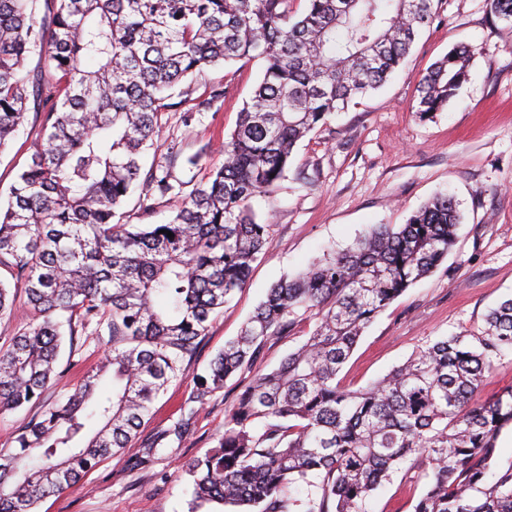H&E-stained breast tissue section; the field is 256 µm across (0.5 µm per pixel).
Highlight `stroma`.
<instances>
[{"label":"stroma","mask_w":512,"mask_h":512,"mask_svg":"<svg viewBox=\"0 0 512 512\" xmlns=\"http://www.w3.org/2000/svg\"><path fill=\"white\" fill-rule=\"evenodd\" d=\"M435 18L410 54L377 92L354 99L327 127L296 146L286 176L251 206L268 220L265 253L196 353L154 403L140 439L163 435L227 340L236 336L279 279L295 274L328 248L351 244L368 227L403 224L436 193L450 192L463 221L452 252L381 312L344 364L339 379L356 390L384 377L429 342L453 332L481 333L484 317L512 297V24L499 20L489 0H434ZM458 45L475 49L470 78L447 108L420 120L413 105L426 71ZM263 61L204 69L180 87L200 96L210 87L224 96L192 125L183 107L165 112L154 161L167 165L168 148L200 155L197 169L175 167L177 179L202 181L222 161L224 139L249 100ZM42 118L29 112L0 155V197H6L25 157L40 138ZM314 326L305 321L270 338L253 364L228 380L196 416L191 432L165 437L146 464L138 448L103 459L74 487L43 499L38 512H188L189 478L181 465L215 446L237 398L257 375L277 367ZM112 347L107 336H80L72 359H60L61 378L43 403L62 400L67 387ZM428 464L405 465L367 504L368 512H411Z\"/></svg>","instance_id":"35a3bbf8"}]
</instances>
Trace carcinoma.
<instances>
[{"label":"carcinoma","instance_id":"obj_1","mask_svg":"<svg viewBox=\"0 0 512 512\" xmlns=\"http://www.w3.org/2000/svg\"><path fill=\"white\" fill-rule=\"evenodd\" d=\"M37 2L0 0V153L29 110L42 114L40 144L0 205V267L15 280L0 279V319L14 312V287L33 315L0 345V413L41 401L60 377L62 346L87 330L112 337V351L65 402L44 405L16 451L0 452V512H35L131 447L264 254L269 225L251 200L285 176L300 140L382 86L434 17V0H303L301 9L298 0H56L39 20ZM489 4L512 24V0ZM35 51L55 82L26 70ZM473 57L456 46L430 67L417 87L420 119L447 107ZM244 59L263 60L262 77L207 179L181 181L170 165L143 170L171 90ZM223 96L212 89L186 118ZM137 188L144 213L157 195L176 199L169 222L116 221ZM460 223L454 198L441 193L407 223L374 225L271 285L196 377L165 436L188 434L199 408L268 339L307 317L315 327L241 394L215 447L185 464L189 512H367L412 459L432 471L413 512H512V464L497 463L512 388L476 398L512 350V298L489 312L479 336L443 337L362 389L337 380L374 318L445 260Z\"/></svg>","mask_w":512,"mask_h":512}]
</instances>
